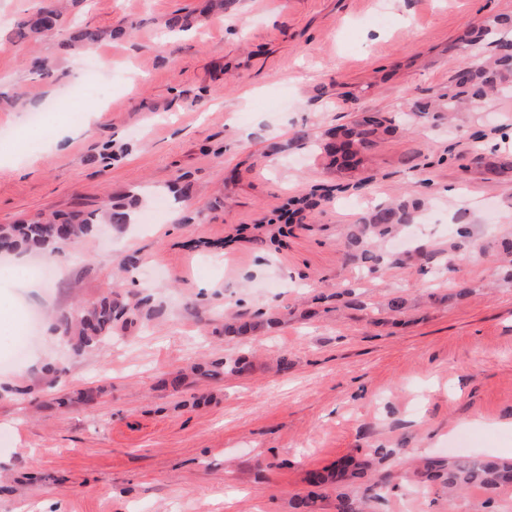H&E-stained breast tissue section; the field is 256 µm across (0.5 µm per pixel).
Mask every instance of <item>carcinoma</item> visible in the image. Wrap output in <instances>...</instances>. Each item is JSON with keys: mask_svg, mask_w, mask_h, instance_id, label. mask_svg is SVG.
Listing matches in <instances>:
<instances>
[{"mask_svg": "<svg viewBox=\"0 0 512 512\" xmlns=\"http://www.w3.org/2000/svg\"><path fill=\"white\" fill-rule=\"evenodd\" d=\"M63 24L60 10L53 6L39 8L17 24L14 37L10 39L11 47L22 50L31 42L63 31ZM503 32H512V16L488 17L459 38L452 50L460 55L472 56L475 49L483 44L493 47L504 42L499 37ZM121 34L120 29L75 27L69 32L63 47L68 51H77L86 43H97ZM467 73L468 78L464 82L450 79L447 91L437 101L414 103L413 114L446 120L448 128L453 129L458 126L461 115L471 111L473 102L480 100L485 103L494 96H512V57L500 56L495 52L488 56L478 55ZM401 129L402 120L390 114L364 115L346 125L325 131L322 134L323 148L337 164L355 170L385 137ZM474 162L477 167L495 175L512 173V153L507 151L490 155L479 152L474 156ZM424 211V202L409 198L384 201L369 208L355 221L356 228L348 238V248L353 258L362 262L376 260L373 252L365 247V241L384 237L400 227L416 223ZM130 221L131 212L108 199L94 210L77 211L61 220L36 219L21 224H1L0 238L9 241L15 251L53 254L65 244L93 235L99 224L121 227ZM145 313L150 316L157 313V310L151 309L150 297L124 300L109 292L89 306H80L62 314L58 325L73 353L83 356L112 338V328L116 322L121 320L131 324ZM244 369L243 360L236 358L214 363L212 368L200 371V375L215 378L226 371L240 373ZM370 467L369 461L352 467L345 465L328 477L314 473L310 482L316 486L331 479L338 485L352 483L364 478ZM417 475L421 483L440 487L450 502L471 488L497 495L512 489V460L470 455L428 458L419 464ZM386 481L387 477H380L365 486L363 494L356 497L337 492V512H364L372 500L380 497L379 490L383 489Z\"/></svg>", "mask_w": 512, "mask_h": 512, "instance_id": "cac0c4a2", "label": "carcinoma"}]
</instances>
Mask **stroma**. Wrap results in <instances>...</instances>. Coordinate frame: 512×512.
Masks as SVG:
<instances>
[{
  "mask_svg": "<svg viewBox=\"0 0 512 512\" xmlns=\"http://www.w3.org/2000/svg\"><path fill=\"white\" fill-rule=\"evenodd\" d=\"M52 3L0 0V91L23 94L0 108V160L20 149L33 163L0 169V224L107 195L141 202L132 224L65 249L48 287L31 266L0 268V512H294L309 472L374 448L392 481L370 512H512V491L451 503L407 479L420 457H512V279L497 259L512 178L471 162L512 141V97L470 113L455 140L409 112L446 91L465 28L512 0H238L172 35L165 22L207 0H75L68 26L126 33L104 44L111 69L85 57L73 85L59 39L27 57L6 45ZM363 112L409 118L367 155L359 189L328 167L321 135ZM88 119L91 135L51 150L54 131ZM293 196L316 206L280 223ZM402 196L429 199L433 223L382 242L375 263L353 260L354 222ZM464 202L466 226L453 221ZM340 285L353 295L335 298ZM111 291L150 296L157 316L73 356L55 315ZM266 307L279 324L225 335V316ZM225 357L251 368L170 387ZM49 362L62 370L52 388L39 382Z\"/></svg>",
  "mask_w": 512,
  "mask_h": 512,
  "instance_id": "stroma-1",
  "label": "stroma"
}]
</instances>
